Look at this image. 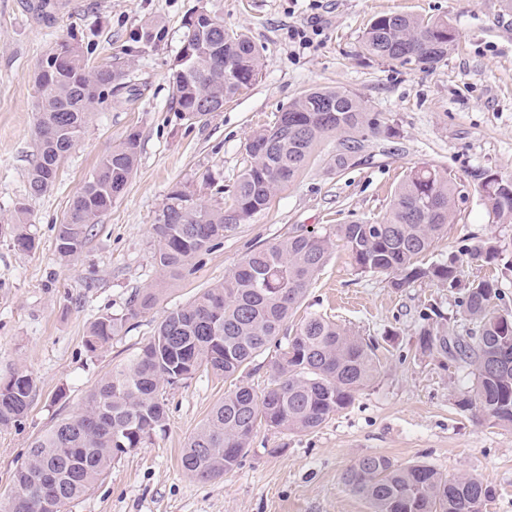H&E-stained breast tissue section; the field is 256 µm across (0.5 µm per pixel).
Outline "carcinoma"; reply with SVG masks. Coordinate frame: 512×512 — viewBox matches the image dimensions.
Listing matches in <instances>:
<instances>
[{
	"label": "carcinoma",
	"instance_id": "cac0c4a2",
	"mask_svg": "<svg viewBox=\"0 0 512 512\" xmlns=\"http://www.w3.org/2000/svg\"><path fill=\"white\" fill-rule=\"evenodd\" d=\"M204 22L186 21L187 35L172 68L175 109L202 120L224 107V99L251 85L261 70L260 53L244 34L224 29L220 17L206 11ZM164 38L147 25L131 33L123 54L136 57ZM457 40L441 18L385 14L361 36L362 52L375 60L429 69L441 62ZM125 73L108 65L91 66L79 44H59L42 60L34 141L37 162L28 173V193L37 196L54 184L70 150L96 112L117 105L114 89ZM340 134L332 156L345 169L367 147L368 138L394 136L355 93L343 87L312 88L288 104L274 125L247 144L249 166L239 176L229 209L207 206L196 190L174 186L153 225L154 263L165 275L179 276L210 251L224 233L247 223L270 205L275 194L296 180L315 146ZM132 131L98 163L58 225L56 250L62 257L79 253L97 218L125 190L138 154ZM485 205L495 219L512 223V177H482ZM455 182L433 165L410 171L380 220L340 224L343 241L362 274L384 275L393 288L419 280L458 287L456 259L423 266L418 258L448 230L456 211ZM27 208L13 215V240L21 251L36 248L26 229ZM468 255L486 263L498 250L477 245ZM330 256L329 241L312 231L254 248L224 282L204 289L165 316L154 335L126 362L113 367L89 394L81 412L64 418L31 443L24 465L13 474L14 491L5 512H66L67 505L90 492L112 462L152 440L166 420L165 389L188 381L202 368L234 382L190 439L181 456L183 470L209 481L234 470L248 453L257 427L296 433L320 428L350 406L379 374L376 345L329 319L310 314L283 336L288 320ZM162 282L134 294L126 313H105L91 322L85 348L95 354L119 337L126 325L149 312L161 299ZM494 280L471 284L462 297L468 323L457 336L434 334L432 317L419 332L423 351L435 352L474 376L472 390L458 400L485 420L512 427V311L502 309ZM280 350L262 394L244 383L249 366L270 347ZM0 383V429L15 425L27 412L35 382L22 370ZM345 482L365 498L372 512H483L494 489L479 475L456 479L417 463L396 465L384 456L365 455L346 472Z\"/></svg>",
	"mask_w": 512,
	"mask_h": 512
}]
</instances>
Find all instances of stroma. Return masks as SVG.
Wrapping results in <instances>:
<instances>
[{"label": "stroma", "instance_id": "stroma-1", "mask_svg": "<svg viewBox=\"0 0 512 512\" xmlns=\"http://www.w3.org/2000/svg\"><path fill=\"white\" fill-rule=\"evenodd\" d=\"M31 2L0 0V377L24 369L35 380L21 423L0 430V503L11 496L13 473L32 440L79 412L100 379L153 336L170 310L223 282L249 250L303 229L331 237L332 255L301 311L376 338V381L314 432L259 427L237 468L199 481L183 471L182 450L230 385L198 373L167 388L164 430L114 461L67 512H371L343 480L366 455L399 465L424 462L451 479L480 475L496 490L484 512H512V429L460 410L457 400L471 387V375L418 347L420 313L428 305L442 314L440 335L459 333L460 291L472 282L496 280L503 307L512 310V223L493 222L479 192L483 173L512 176V9L504 0H70L68 11L48 23ZM199 10L251 38L261 73L226 99L222 111L195 122L174 111L170 74L185 21ZM391 13L448 19L457 42L431 69L362 58L364 29ZM151 20L164 25L163 41L128 59L121 49L130 32ZM296 29L310 39H293ZM64 41L90 46V65L121 67L137 94L95 113L54 186L32 197L36 75ZM336 86L363 99L395 137L369 139L362 156L341 171L331 160L335 137L323 139L268 209L225 233L196 258L190 274L169 280L161 301L121 338L87 352L91 321L125 313L134 293L160 280L153 224L171 188L184 184L209 204L231 205L252 136L273 126L302 92ZM132 130L139 134L138 160L124 193L99 217L81 252L60 257L57 226L73 196ZM424 163L445 170L460 189L447 234L424 257L428 264L456 257L455 290L428 280L392 288L386 277L359 273L335 238L337 225L381 218L405 176ZM21 202L37 243L30 252L12 240L11 219ZM485 241L497 246L499 260H470L468 250Z\"/></svg>", "mask_w": 512, "mask_h": 512}]
</instances>
